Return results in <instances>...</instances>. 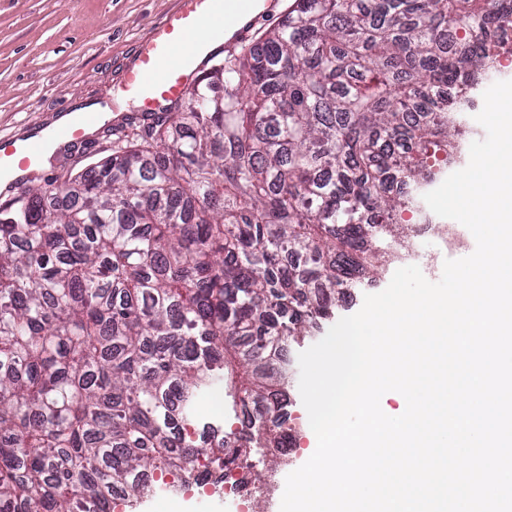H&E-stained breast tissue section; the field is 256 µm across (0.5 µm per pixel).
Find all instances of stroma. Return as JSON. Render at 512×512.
Wrapping results in <instances>:
<instances>
[{"label":"stroma","mask_w":512,"mask_h":512,"mask_svg":"<svg viewBox=\"0 0 512 512\" xmlns=\"http://www.w3.org/2000/svg\"><path fill=\"white\" fill-rule=\"evenodd\" d=\"M178 0H0V139L18 138L35 125L50 127L60 113L88 104L107 106L111 124L141 121L134 102H120L125 67L151 27ZM107 141L97 135L84 143H64L44 167V178L85 168ZM288 408L299 433L287 460L273 449L251 452L248 476H260L265 495L250 512H280L289 473L310 456L312 430L299 391ZM192 512H238L232 496L169 492L165 483L144 498L136 512H168L173 502Z\"/></svg>","instance_id":"stroma-1"}]
</instances>
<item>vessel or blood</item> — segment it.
<instances>
[{"mask_svg": "<svg viewBox=\"0 0 512 512\" xmlns=\"http://www.w3.org/2000/svg\"><path fill=\"white\" fill-rule=\"evenodd\" d=\"M272 7V0H180L178 8L141 42L127 70V91L142 111H165L188 95L220 51L248 42ZM200 30L206 35L203 46H185V36ZM99 119V113L89 111L51 135L35 127L22 140L0 142V177L11 187L22 184L42 167L49 140H84L86 127Z\"/></svg>", "mask_w": 512, "mask_h": 512, "instance_id": "obj_1", "label": "vessel or blood"}]
</instances>
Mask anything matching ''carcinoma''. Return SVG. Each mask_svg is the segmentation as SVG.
I'll list each match as a JSON object with an SVG mask.
<instances>
[{"instance_id":"obj_1","label":"carcinoma","mask_w":512,"mask_h":512,"mask_svg":"<svg viewBox=\"0 0 512 512\" xmlns=\"http://www.w3.org/2000/svg\"><path fill=\"white\" fill-rule=\"evenodd\" d=\"M512 0H293L188 101L0 201V512H110L285 454L286 343L400 258L512 56ZM224 384L252 405L200 419ZM207 437L199 470L191 433Z\"/></svg>"}]
</instances>
